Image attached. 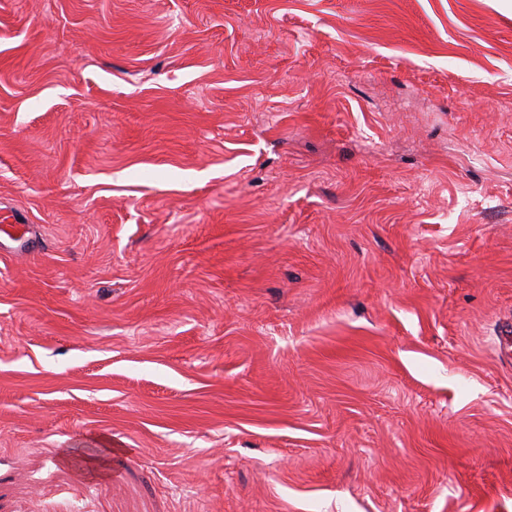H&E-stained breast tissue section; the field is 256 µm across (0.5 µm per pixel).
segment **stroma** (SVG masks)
Here are the masks:
<instances>
[{
	"mask_svg": "<svg viewBox=\"0 0 512 512\" xmlns=\"http://www.w3.org/2000/svg\"><path fill=\"white\" fill-rule=\"evenodd\" d=\"M0 512H512V9L0 0Z\"/></svg>",
	"mask_w": 512,
	"mask_h": 512,
	"instance_id": "stroma-1",
	"label": "stroma"
}]
</instances>
